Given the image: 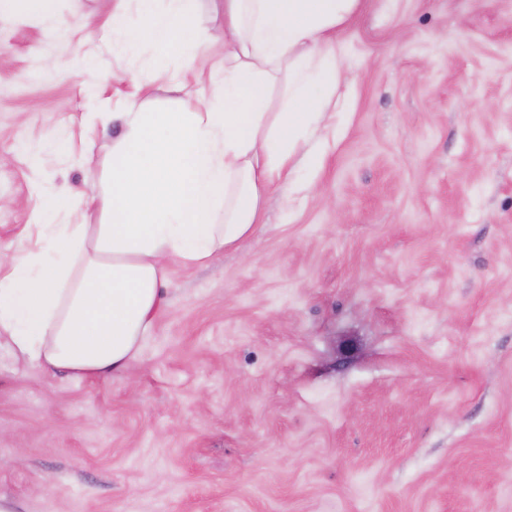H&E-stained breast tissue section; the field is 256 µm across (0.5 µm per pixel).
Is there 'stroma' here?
I'll list each match as a JSON object with an SVG mask.
<instances>
[{
	"instance_id": "stroma-1",
	"label": "stroma",
	"mask_w": 512,
	"mask_h": 512,
	"mask_svg": "<svg viewBox=\"0 0 512 512\" xmlns=\"http://www.w3.org/2000/svg\"><path fill=\"white\" fill-rule=\"evenodd\" d=\"M103 0L0 11V252L39 195L99 179L128 74ZM320 168L243 248L172 268L152 338L104 380L0 358L14 512H512V0H366L339 35ZM111 74L102 84L103 74ZM94 163H81L85 149Z\"/></svg>"
}]
</instances>
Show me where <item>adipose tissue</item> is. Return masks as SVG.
<instances>
[{"mask_svg": "<svg viewBox=\"0 0 512 512\" xmlns=\"http://www.w3.org/2000/svg\"><path fill=\"white\" fill-rule=\"evenodd\" d=\"M188 0H122L109 21L124 43H150L156 68L176 61L206 82L200 108L150 112L129 103L101 112L122 134L104 179L33 211L39 248L0 254V349L46 371L101 378L149 341L171 265L204 264L242 246L262 222V199L293 182L339 107L336 34L364 0H207L222 35L203 36ZM81 215L58 222L59 213Z\"/></svg>", "mask_w": 512, "mask_h": 512, "instance_id": "obj_1", "label": "adipose tissue"}]
</instances>
